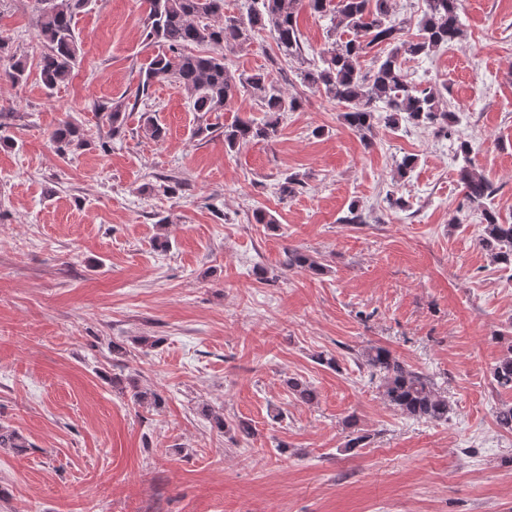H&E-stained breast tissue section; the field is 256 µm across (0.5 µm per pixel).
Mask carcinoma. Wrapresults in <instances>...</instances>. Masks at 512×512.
<instances>
[{
    "instance_id": "cac0c4a2",
    "label": "carcinoma",
    "mask_w": 512,
    "mask_h": 512,
    "mask_svg": "<svg viewBox=\"0 0 512 512\" xmlns=\"http://www.w3.org/2000/svg\"><path fill=\"white\" fill-rule=\"evenodd\" d=\"M43 6L35 26L44 51L37 66L41 82L54 90L67 82L79 53L74 16L86 0H41ZM146 38L167 48L155 55L144 70L142 91L156 81L172 82L183 88L195 112H220L239 95H247L269 114L260 122L237 120L224 128V147L230 151L254 140L269 141L276 136L278 115L299 107L300 101L285 93L261 69L235 76L226 69L224 56L249 43L254 35L269 32L280 51L301 64L296 76L300 83L345 107L343 120L364 135L375 122L384 121L396 128L400 122L434 129L438 135H451L453 111L442 90L435 83L413 82L404 69L405 62L429 57L463 36L460 21L461 0H424L425 11L419 31L413 37L404 34L402 23L393 18L392 0H336L330 12L327 30L329 47L318 61L306 60L298 29L299 7L321 16L330 0H245V12H224V0H144ZM384 43L388 51L378 56L367 69L361 59L371 47ZM207 45L211 50L192 53L189 47ZM28 78L26 58L12 53L7 67L0 70V82L17 86ZM56 151L65 155L84 146L80 129L69 122L52 133ZM463 165L459 169L465 199L479 205L497 194L492 182L476 172L471 164L470 146L459 145ZM485 224L479 245L490 260L512 267V222L495 210L485 209ZM283 266L304 268L321 274L324 266L313 256L297 249L286 252ZM366 365L379 374L384 399L403 414L428 421L448 420V397L429 375L408 367L392 352L373 345L363 352ZM494 386L512 391V341L491 371ZM132 397L140 405L155 407L161 401L152 391L132 386ZM498 427L512 434V403H502L496 411ZM29 447L15 429L0 424V449L23 452Z\"/></svg>"
}]
</instances>
